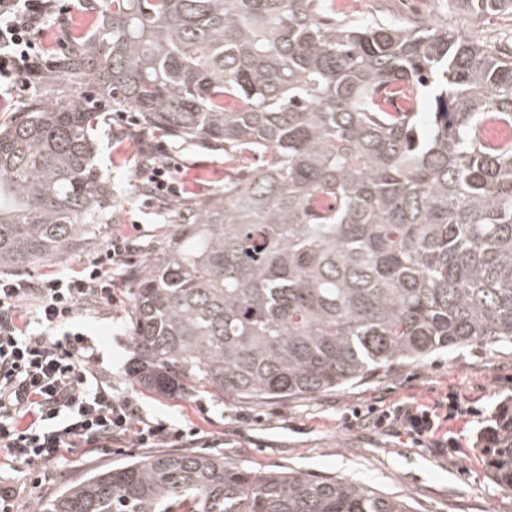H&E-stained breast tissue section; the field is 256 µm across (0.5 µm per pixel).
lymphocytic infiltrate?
Returning a JSON list of instances; mask_svg holds the SVG:
<instances>
[{
  "mask_svg": "<svg viewBox=\"0 0 512 512\" xmlns=\"http://www.w3.org/2000/svg\"><path fill=\"white\" fill-rule=\"evenodd\" d=\"M48 2L0 0V100L10 101L45 64ZM133 249L116 234L77 274L0 277V452L36 470L81 446L107 448L126 439L153 448L186 439L185 430L149 421L131 398L114 394L94 367L92 344L72 326L89 302L119 303L116 283ZM480 415L453 394L396 405L380 411L375 423L457 455L464 437L443 432V423Z\"/></svg>",
  "mask_w": 512,
  "mask_h": 512,
  "instance_id": "1",
  "label": "lymphocytic infiltrate"
}]
</instances>
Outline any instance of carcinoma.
<instances>
[{
    "label": "carcinoma",
    "instance_id": "obj_1",
    "mask_svg": "<svg viewBox=\"0 0 512 512\" xmlns=\"http://www.w3.org/2000/svg\"><path fill=\"white\" fill-rule=\"evenodd\" d=\"M483 19L512 0H453ZM58 60L148 128L262 156L172 225L136 284V382L314 395L398 361L512 345V42L335 0H101ZM433 99L419 129L423 92ZM92 100H33L0 131V269L59 257L112 206ZM488 449L512 490V409ZM37 512H410L348 480L168 452L68 484Z\"/></svg>",
    "mask_w": 512,
    "mask_h": 512
}]
</instances>
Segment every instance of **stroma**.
Returning a JSON list of instances; mask_svg holds the SVG:
<instances>
[{
    "label": "stroma",
    "instance_id": "obj_1",
    "mask_svg": "<svg viewBox=\"0 0 512 512\" xmlns=\"http://www.w3.org/2000/svg\"><path fill=\"white\" fill-rule=\"evenodd\" d=\"M368 14L403 26L414 16L433 13L431 0H365ZM449 27L480 39L512 35V15L474 22L460 14L453 0H444ZM53 23L42 42L54 62L74 37L91 31L97 12L78 0H53ZM85 82L63 77L57 67L43 68L14 107L0 112V127L21 120L29 100L69 99L89 95ZM111 103L99 113L95 134L96 160L112 186V219L96 225L90 239L60 258L39 261L19 270L30 281L80 271L104 249L115 233L134 237L136 251L124 269L120 305L99 303L78 311L75 321L91 339L97 369L115 393L131 397L151 421L192 429L193 452L220 456L255 471L297 470L317 479L333 478L366 484L378 494L404 498L411 512H512V491L503 490L492 475L482 448L467 455H449L444 448L415 445L391 428L353 418L354 410H380L412 401L428 402L446 393L458 394L463 405L494 411L499 402L512 404V348L473 344L451 352L404 361L372 372L342 388L312 396L252 400L222 398L200 388L164 395L139 385L131 375L135 349L131 336L134 284L166 242L167 219L176 211L194 209L223 192L226 182L249 174L254 156L228 157L223 143L189 139L173 132L135 125L125 138L115 136ZM176 156L181 168V195L166 200L144 196L142 161ZM147 448H77L65 465L48 464L31 473L13 461L0 466V476L17 487L14 512H35L40 501L88 472L150 456Z\"/></svg>",
    "mask_w": 512,
    "mask_h": 512
}]
</instances>
